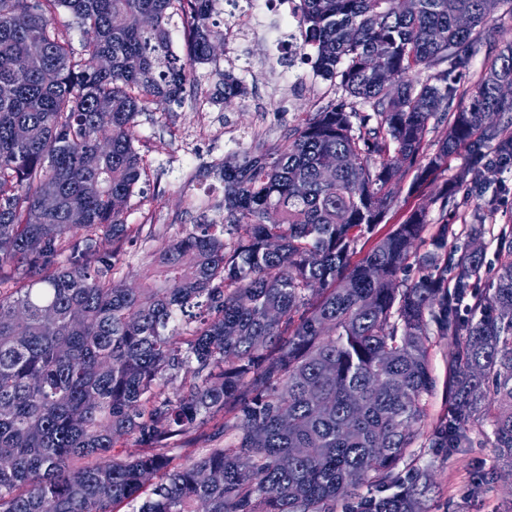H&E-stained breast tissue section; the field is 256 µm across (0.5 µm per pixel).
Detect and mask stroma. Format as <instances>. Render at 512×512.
Segmentation results:
<instances>
[{
	"label": "stroma",
	"instance_id": "obj_1",
	"mask_svg": "<svg viewBox=\"0 0 512 512\" xmlns=\"http://www.w3.org/2000/svg\"><path fill=\"white\" fill-rule=\"evenodd\" d=\"M271 18L260 26L268 28ZM261 33L241 43L238 54L246 69L237 73L247 86L248 96L225 105L220 75L224 56H215L195 68L182 102L167 103L159 113L137 119L136 145L146 163L147 177L141 194L131 198L127 221L139 226L133 241L115 243L101 239L102 252L111 254L117 279L136 285L153 256L192 225L213 218L223 196L214 169L234 144L249 148L253 133L273 144L295 126L306 113L316 111L341 96L342 91L321 78H294L288 65H265L267 45ZM465 153L450 155L445 169L416 181L415 171H406L394 185L395 204L387 221L378 225L376 236H384L414 210L427 213L426 234L437 225L451 223L458 244L468 241L472 225L483 228L481 242L487 262L496 263V235L500 225L512 224V171L504 172L502 183L491 186L481 197L469 195L462 178ZM455 194L459 203L453 210H441L440 192ZM430 367L436 379L435 391L426 399V424H433L444 410L443 385L448 378V341L430 338ZM416 468L429 473V490L421 499L422 512H512V476L477 484L476 477L491 472L495 465L491 447L461 448L447 452L421 439L413 460Z\"/></svg>",
	"mask_w": 512,
	"mask_h": 512
}]
</instances>
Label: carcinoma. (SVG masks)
<instances>
[{
	"label": "carcinoma",
	"mask_w": 512,
	"mask_h": 512,
	"mask_svg": "<svg viewBox=\"0 0 512 512\" xmlns=\"http://www.w3.org/2000/svg\"><path fill=\"white\" fill-rule=\"evenodd\" d=\"M217 2L0 0V512H335L348 496L355 512H415L423 475L394 470L435 390L431 324L451 342L433 447L486 443L512 470V225L485 292L484 252L448 245L452 225L418 252L423 209L351 262L402 167L425 162L419 182L462 149L478 196L512 170V100L499 91L512 45L452 111L512 0H299L306 59L347 99L272 147L225 156L220 223L193 225L129 287L98 239L132 237L136 119L181 101L211 60ZM22 57L37 67L18 69ZM223 84L226 104L246 95L230 73ZM447 122L425 153L428 124ZM329 157L334 183L320 178ZM73 210L86 223H70ZM218 418L181 462L183 440ZM490 62V56H488V52L486 51V47H482V50L480 53L477 54L476 57H474L471 67H470V73L469 77H467V80L465 84L461 85V90L465 89L466 93L457 98L455 102V108L461 109V108H468L471 102V95L473 91V87L479 77L483 74L485 68L487 67L488 63Z\"/></svg>",
	"instance_id": "carcinoma-1"
}]
</instances>
